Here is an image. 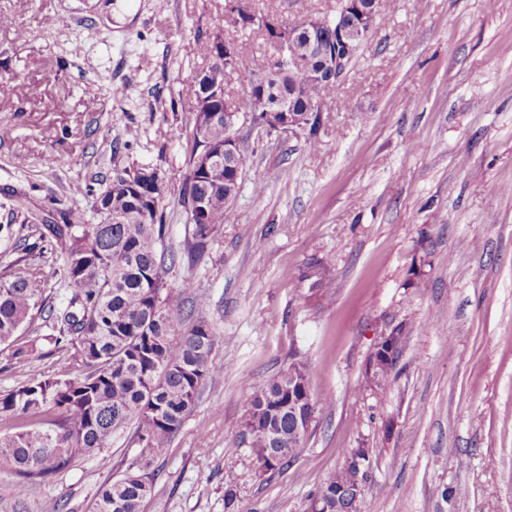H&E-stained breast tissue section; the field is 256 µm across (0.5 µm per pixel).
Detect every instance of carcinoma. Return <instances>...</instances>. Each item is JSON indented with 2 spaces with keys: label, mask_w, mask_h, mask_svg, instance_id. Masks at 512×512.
I'll return each mask as SVG.
<instances>
[{
  "label": "carcinoma",
  "mask_w": 512,
  "mask_h": 512,
  "mask_svg": "<svg viewBox=\"0 0 512 512\" xmlns=\"http://www.w3.org/2000/svg\"><path fill=\"white\" fill-rule=\"evenodd\" d=\"M248 15L234 7L224 26L244 28ZM270 52L253 59L255 75H267L266 88L254 96L289 97L296 113L331 97L336 83L306 81L291 95L292 77L272 73L269 62L279 44L267 37ZM250 156L238 150L207 172H194L186 186L202 210L192 225L185 254L204 251L239 186L229 173H245ZM124 171L112 176L100 194L109 223L89 224L72 211L61 223L44 225L41 239L58 250L66 298L50 307L48 343L74 349L79 374L72 378L34 376L0 394V414L18 420L17 431L0 437V460L27 483L46 482L73 461L110 446L118 432L134 426L138 452L123 476L107 485L93 512H141L151 491L150 469L193 410L202 385L221 375L211 362L216 336L202 317L187 324L179 295L162 294L167 266L178 256L167 250L163 215L143 222L144 202ZM41 289L25 276L0 280V344H12L20 328L33 320ZM296 418L288 410V370L253 387L245 419L248 448L262 469L294 459L300 444Z\"/></svg>",
  "instance_id": "obj_1"
}]
</instances>
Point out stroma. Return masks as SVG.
Here are the masks:
<instances>
[{
    "instance_id": "1",
    "label": "stroma",
    "mask_w": 512,
    "mask_h": 512,
    "mask_svg": "<svg viewBox=\"0 0 512 512\" xmlns=\"http://www.w3.org/2000/svg\"><path fill=\"white\" fill-rule=\"evenodd\" d=\"M107 0H0V280L25 275L60 303L63 280L40 239L60 212L97 224L114 173L150 166L164 181L166 245L182 254L187 126L200 36L240 54L227 91L242 99L267 47L256 24L225 29L242 2L295 25L327 0H108L134 23L99 20ZM377 22L304 136L238 132L253 163L205 252L166 275L184 311L216 334L220 378L156 461L142 512H308L329 476L364 449L359 512H512V0H383ZM66 16L67 28L55 17ZM85 187L72 195L70 185ZM326 268L331 290L314 284ZM191 288L182 289L183 280ZM0 346V393L31 375L70 377L72 352ZM400 331L385 390L367 364ZM311 366L315 419L294 462L259 470L242 422L253 386L293 362ZM137 448L130 434L54 481L18 482L0 465V512H92ZM236 476L224 481L226 472Z\"/></svg>"
}]
</instances>
